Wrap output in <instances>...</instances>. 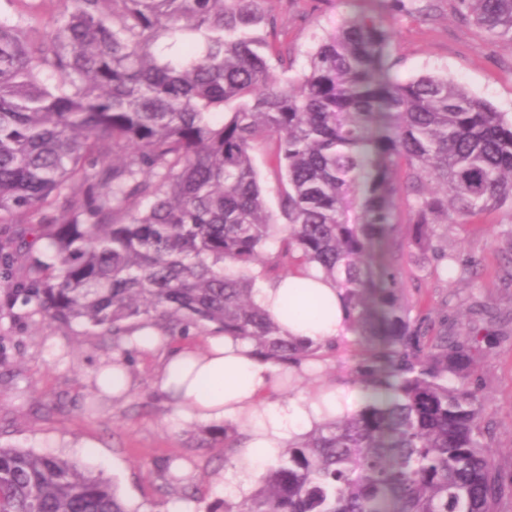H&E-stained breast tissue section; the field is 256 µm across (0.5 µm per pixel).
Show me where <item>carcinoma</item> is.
Here are the masks:
<instances>
[{
	"label": "carcinoma",
	"instance_id": "cac0c4a2",
	"mask_svg": "<svg viewBox=\"0 0 512 512\" xmlns=\"http://www.w3.org/2000/svg\"><path fill=\"white\" fill-rule=\"evenodd\" d=\"M272 2L0 0V309L98 330L123 355L146 325L176 341L222 333L310 379L345 337L291 338L254 295L317 266L362 345L347 382L367 398L209 512H493L509 486L476 376L487 328L430 332L405 266L418 250L466 273L440 228L512 215V119L446 75L397 80L393 32L364 12L290 79ZM456 4L512 45V0ZM262 146L277 213L254 164ZM247 439L224 427V461ZM162 479L187 492L186 475L167 466ZM0 512L132 510L75 461L0 445Z\"/></svg>",
	"mask_w": 512,
	"mask_h": 512
}]
</instances>
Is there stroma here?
Returning a JSON list of instances; mask_svg holds the SVG:
<instances>
[{
  "label": "stroma",
  "mask_w": 512,
  "mask_h": 512,
  "mask_svg": "<svg viewBox=\"0 0 512 512\" xmlns=\"http://www.w3.org/2000/svg\"><path fill=\"white\" fill-rule=\"evenodd\" d=\"M286 21L288 45L298 77L308 66L317 37L332 32L347 13L364 10L363 0H275ZM392 26V59L399 79L424 73L448 75L476 97L512 117V45L489 38L455 13L454 0H410L396 15H383ZM512 215L505 212L449 225L443 244L471 261L475 273L444 275L428 256L412 259L410 295L434 330L456 331L473 303L504 319L497 343L484 355L478 376L490 405L488 421L495 467L512 475V288L501 278L512 255L504 237ZM114 355L112 339L82 327L63 329L15 307L0 315V444L38 453L62 454L113 483L136 512H206L230 495L235 475L211 442L218 425L173 419L157 395L158 355L138 352L131 366L133 387L121 400L90 409L94 374ZM359 359L348 344L321 362L317 384L347 396L346 377ZM181 459L194 466L193 497L181 500L161 492L155 463Z\"/></svg>",
  "instance_id": "stroma-1"
}]
</instances>
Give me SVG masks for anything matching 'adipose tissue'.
Wrapping results in <instances>:
<instances>
[{"label": "adipose tissue", "instance_id": "1", "mask_svg": "<svg viewBox=\"0 0 512 512\" xmlns=\"http://www.w3.org/2000/svg\"><path fill=\"white\" fill-rule=\"evenodd\" d=\"M294 283V277L288 276L259 288L255 300L291 336L322 345L345 335V312L334 285L315 270L304 280L305 292H297ZM308 304L320 307L318 317L289 315V307ZM130 345L140 351H165L155 387L177 417L200 424L249 420L251 439L233 461L240 497L253 491L254 477L275 461L289 440L344 407L332 392L318 398L307 394L280 398L279 368L255 355L250 342L241 338L213 334L199 347L177 345L159 329L148 327Z\"/></svg>", "mask_w": 512, "mask_h": 512}]
</instances>
